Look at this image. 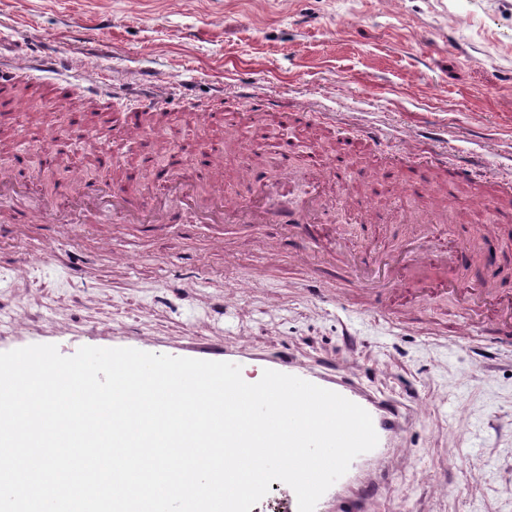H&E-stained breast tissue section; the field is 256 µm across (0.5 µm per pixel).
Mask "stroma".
Masks as SVG:
<instances>
[{
    "label": "stroma",
    "instance_id": "35a3bbf8",
    "mask_svg": "<svg viewBox=\"0 0 512 512\" xmlns=\"http://www.w3.org/2000/svg\"><path fill=\"white\" fill-rule=\"evenodd\" d=\"M39 59L15 107L0 106V162L37 199L68 188L37 177L52 133L99 185L154 152L168 173L201 172L200 188L221 179L232 200L252 180L277 184L287 136L300 151L293 197L321 185L341 219L286 241L275 224L225 225L241 247L228 264L179 205L176 230L128 227L118 261L92 239L75 254L55 215L7 201L0 225L34 230L28 264L0 249V325L191 336L340 365L422 407L372 512H512V343L458 335L468 311L441 291L480 278L512 289V0H0V67ZM155 98L167 103L155 137H129L102 109ZM407 138L432 159L405 178L387 165L408 164ZM450 162L472 179L449 182ZM342 185L368 194L372 235ZM409 214L429 222L432 244L467 243L470 266L423 268L380 315L345 254L403 252Z\"/></svg>",
    "mask_w": 512,
    "mask_h": 512
}]
</instances>
